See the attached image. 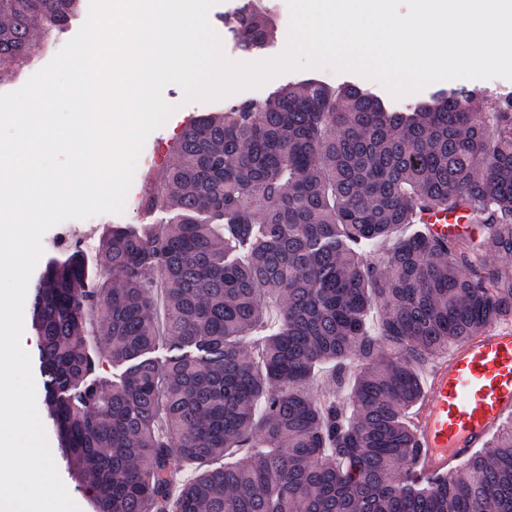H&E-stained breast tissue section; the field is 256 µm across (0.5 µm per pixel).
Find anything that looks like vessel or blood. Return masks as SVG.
Instances as JSON below:
<instances>
[{
    "label": "vessel or blood",
    "instance_id": "obj_1",
    "mask_svg": "<svg viewBox=\"0 0 512 512\" xmlns=\"http://www.w3.org/2000/svg\"><path fill=\"white\" fill-rule=\"evenodd\" d=\"M424 219L443 236L463 232L466 224L459 212L432 210ZM428 376L410 422L421 448L415 471L433 477L466 462L499 420L512 413V323L492 325L437 358Z\"/></svg>",
    "mask_w": 512,
    "mask_h": 512
}]
</instances>
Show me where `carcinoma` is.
I'll use <instances>...</instances> for the list:
<instances>
[{
  "label": "carcinoma",
  "instance_id": "carcinoma-1",
  "mask_svg": "<svg viewBox=\"0 0 512 512\" xmlns=\"http://www.w3.org/2000/svg\"><path fill=\"white\" fill-rule=\"evenodd\" d=\"M79 2L0 0V68ZM224 27L247 53L276 38L253 0ZM479 101L399 111L317 79L237 101L182 130L151 199L169 222L106 227L94 271L77 247L47 263L44 399L95 512H512V414L430 479L408 421L425 365L512 321V98ZM432 209L479 235L430 233Z\"/></svg>",
  "mask_w": 512,
  "mask_h": 512
}]
</instances>
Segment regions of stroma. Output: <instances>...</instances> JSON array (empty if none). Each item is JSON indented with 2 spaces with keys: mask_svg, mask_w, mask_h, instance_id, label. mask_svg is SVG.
I'll use <instances>...</instances> for the list:
<instances>
[{
  "mask_svg": "<svg viewBox=\"0 0 512 512\" xmlns=\"http://www.w3.org/2000/svg\"><path fill=\"white\" fill-rule=\"evenodd\" d=\"M244 0H217L209 11V21L216 33L222 36V48L225 56L247 63L259 58L270 60L280 56L284 51L283 40H276L271 46L252 55L242 52L229 39L224 37L225 16L231 15ZM89 9L88 0H81L77 15L68 28L62 33H54L41 38L38 52L25 64L12 68L10 73L0 77V93H7L21 88L27 80L43 68L79 30L85 21ZM307 78H316L326 83L337 85L344 82L355 83L362 88L371 90L382 97L390 98L394 107L403 109L411 106L417 100L426 97V90H419L404 96L394 98L390 92L379 82L366 78L351 71H338L330 67H302L283 72L268 80L261 86L246 88L237 94L228 95L216 100H190L187 99L183 89L175 84L167 85L163 91L165 100L173 105L174 111L162 127L153 131L147 138L141 156L145 161L144 173L139 180L132 182L127 196L125 210L121 214H102L85 220L70 219L49 229L42 238L43 255L51 257L54 253L65 248L79 245L86 253H93L98 238L105 225L131 224L137 227L145 223H166L170 214L163 209H154L150 216H143L142 209L145 200L151 196L153 181L159 169L155 164L156 148H163L166 160H173L176 142L183 128L197 116L223 111L224 107L235 102L236 99L262 98L268 96L275 89Z\"/></svg>",
  "mask_w": 512,
  "mask_h": 512,
  "instance_id": "35a3bbf8",
  "label": "stroma"
}]
</instances>
